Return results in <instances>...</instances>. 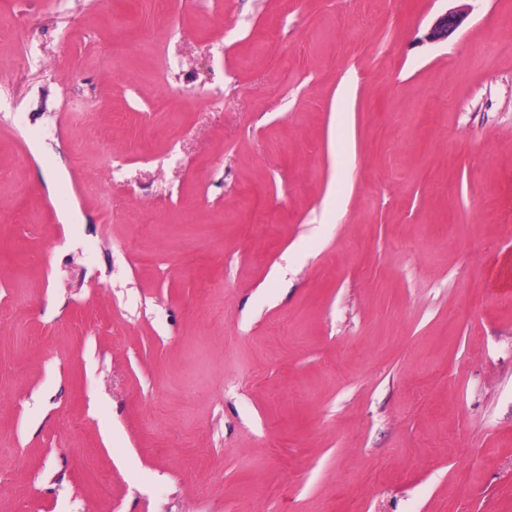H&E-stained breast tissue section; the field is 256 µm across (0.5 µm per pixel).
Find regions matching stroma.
Segmentation results:
<instances>
[{
  "label": "stroma",
  "mask_w": 512,
  "mask_h": 512,
  "mask_svg": "<svg viewBox=\"0 0 512 512\" xmlns=\"http://www.w3.org/2000/svg\"><path fill=\"white\" fill-rule=\"evenodd\" d=\"M0 0V512H512V0ZM462 18L456 11L448 9L439 14L430 25L425 39L430 43L444 42L461 25Z\"/></svg>",
  "instance_id": "35a3bbf8"
}]
</instances>
